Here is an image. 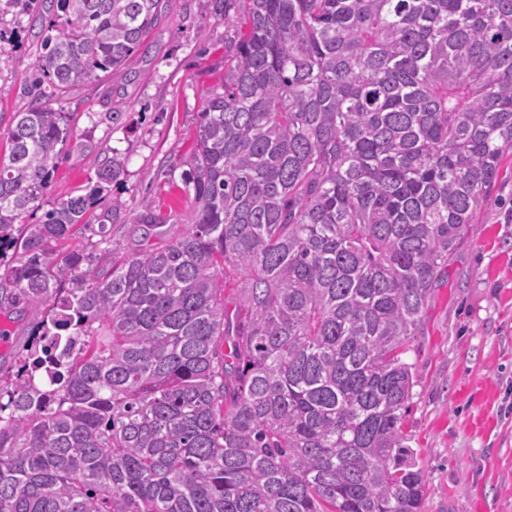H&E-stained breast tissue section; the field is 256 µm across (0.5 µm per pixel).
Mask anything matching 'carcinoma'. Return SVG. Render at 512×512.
Listing matches in <instances>:
<instances>
[{
  "label": "carcinoma",
  "instance_id": "carcinoma-1",
  "mask_svg": "<svg viewBox=\"0 0 512 512\" xmlns=\"http://www.w3.org/2000/svg\"><path fill=\"white\" fill-rule=\"evenodd\" d=\"M159 2L5 0L42 52L0 156V306L48 310L0 372V512H421L405 355L512 148V0H211L238 39L180 232L105 198L118 156L26 223L72 136L50 103L130 69Z\"/></svg>",
  "mask_w": 512,
  "mask_h": 512
}]
</instances>
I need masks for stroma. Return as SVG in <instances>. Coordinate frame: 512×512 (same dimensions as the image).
Listing matches in <instances>:
<instances>
[{"label": "stroma", "instance_id": "obj_1", "mask_svg": "<svg viewBox=\"0 0 512 512\" xmlns=\"http://www.w3.org/2000/svg\"><path fill=\"white\" fill-rule=\"evenodd\" d=\"M236 39L233 24L215 21L210 0H161L136 68L101 74L66 96L80 148H64L45 204L87 193L100 162L118 154L126 175L112 193L129 209L188 214L182 174L197 114L221 87ZM38 52L27 16L0 13V155L13 113L30 101ZM472 224L438 274L408 355L417 385L403 431L425 471L423 512H512V152ZM45 312H0L12 336L0 364L22 352Z\"/></svg>", "mask_w": 512, "mask_h": 512}]
</instances>
